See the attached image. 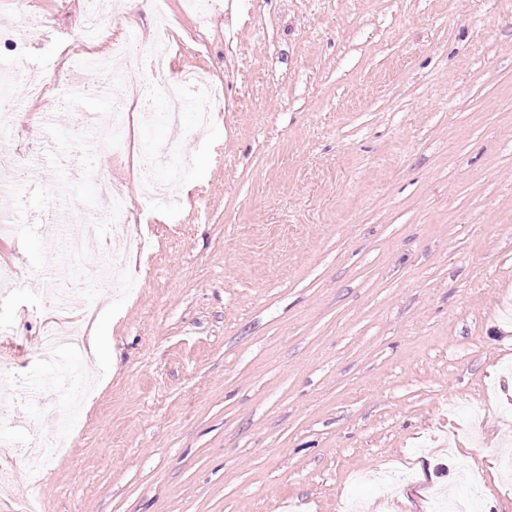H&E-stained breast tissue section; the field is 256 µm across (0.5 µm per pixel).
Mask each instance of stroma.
Wrapping results in <instances>:
<instances>
[{
  "mask_svg": "<svg viewBox=\"0 0 512 512\" xmlns=\"http://www.w3.org/2000/svg\"><path fill=\"white\" fill-rule=\"evenodd\" d=\"M186 0L132 15L155 108L166 74L222 86L206 131L133 112L132 141L178 144L174 218L148 215L137 149L88 160L97 98H62L64 135L32 119L25 85L6 137L41 183L0 189L22 225L0 236L19 278L0 301V387L13 473L0 512H512V0ZM87 0H0V29L40 41L16 68L62 64ZM94 162L95 173L85 170ZM126 195L128 269L140 282L97 320L82 407L25 400L45 375L36 339L46 281L72 262L44 234L53 185L92 207L96 173ZM70 420L71 445L24 477L32 438Z\"/></svg>",
  "mask_w": 512,
  "mask_h": 512,
  "instance_id": "1",
  "label": "stroma"
}]
</instances>
